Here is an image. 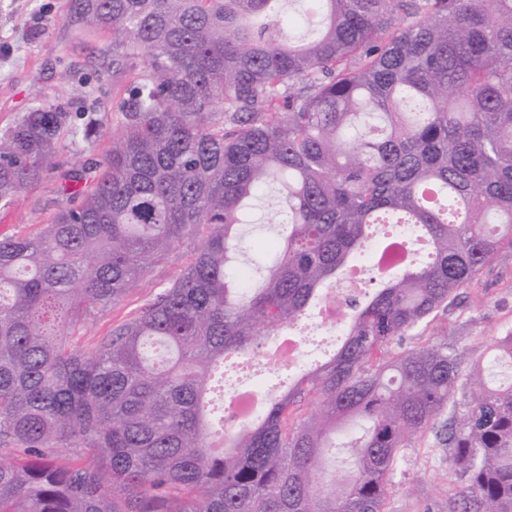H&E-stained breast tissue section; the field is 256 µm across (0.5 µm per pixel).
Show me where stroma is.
I'll list each match as a JSON object with an SVG mask.
<instances>
[{
	"instance_id": "stroma-1",
	"label": "stroma",
	"mask_w": 512,
	"mask_h": 512,
	"mask_svg": "<svg viewBox=\"0 0 512 512\" xmlns=\"http://www.w3.org/2000/svg\"><path fill=\"white\" fill-rule=\"evenodd\" d=\"M67 9L68 0H0V130L35 105L108 112L118 100L126 81L112 76L107 40L78 35L65 22ZM57 186L56 177H49L21 194L9 211H0V235L32 233L47 224L56 210ZM182 262L173 254L118 303L95 314L80 330V347L93 348L138 312L178 274ZM511 331L512 251H507L460 290L455 305L428 333L460 340L469 355L484 359L492 340ZM458 490L447 449L427 431L399 460L385 512H448V499Z\"/></svg>"
}]
</instances>
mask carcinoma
<instances>
[{"label":"carcinoma","instance_id":"cac0c4a2","mask_svg":"<svg viewBox=\"0 0 512 512\" xmlns=\"http://www.w3.org/2000/svg\"><path fill=\"white\" fill-rule=\"evenodd\" d=\"M69 0L107 35L112 111L32 107L0 130V210L63 172L34 234L0 237V512H384L428 429L462 483L448 512H512V332L467 352L422 334L512 250V0ZM282 216L242 250L264 194ZM425 259L382 266L390 244ZM185 248L181 274L89 351L75 345ZM341 347L272 397L224 362L298 329L364 267ZM318 408L302 413L303 402Z\"/></svg>","mask_w":512,"mask_h":512}]
</instances>
